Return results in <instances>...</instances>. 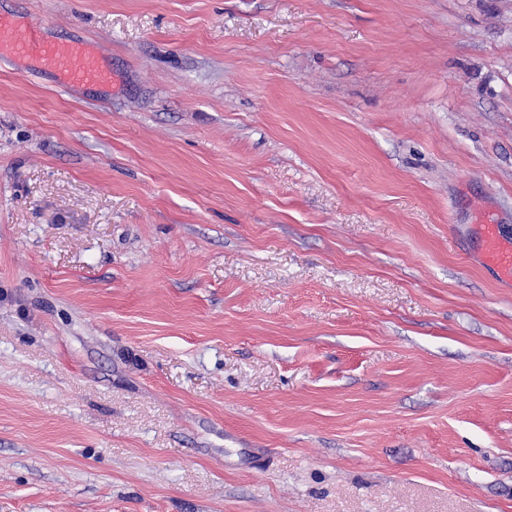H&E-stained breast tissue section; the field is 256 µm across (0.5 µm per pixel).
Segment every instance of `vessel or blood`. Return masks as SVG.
I'll return each mask as SVG.
<instances>
[{"mask_svg": "<svg viewBox=\"0 0 512 512\" xmlns=\"http://www.w3.org/2000/svg\"><path fill=\"white\" fill-rule=\"evenodd\" d=\"M0 55L39 60L54 69L65 86L98 85L110 80L109 70L88 43L49 39L37 19L20 25L0 13ZM480 234L485 263L501 280L512 282V240L505 238L495 224L481 225Z\"/></svg>", "mask_w": 512, "mask_h": 512, "instance_id": "vessel-or-blood-1", "label": "vessel or blood"}]
</instances>
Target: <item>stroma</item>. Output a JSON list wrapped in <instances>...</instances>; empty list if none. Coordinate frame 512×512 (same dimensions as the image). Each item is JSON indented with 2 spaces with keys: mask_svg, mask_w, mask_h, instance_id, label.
I'll use <instances>...</instances> for the list:
<instances>
[{
  "mask_svg": "<svg viewBox=\"0 0 512 512\" xmlns=\"http://www.w3.org/2000/svg\"><path fill=\"white\" fill-rule=\"evenodd\" d=\"M0 13V512H512V0ZM40 20L23 25L0 13V55L33 58L54 69L64 86L98 85L110 81V72L92 47L82 41L51 40ZM483 259L503 281L512 282V241L505 238L498 224H480Z\"/></svg>",
  "mask_w": 512,
  "mask_h": 512,
  "instance_id": "1",
  "label": "stroma"
}]
</instances>
